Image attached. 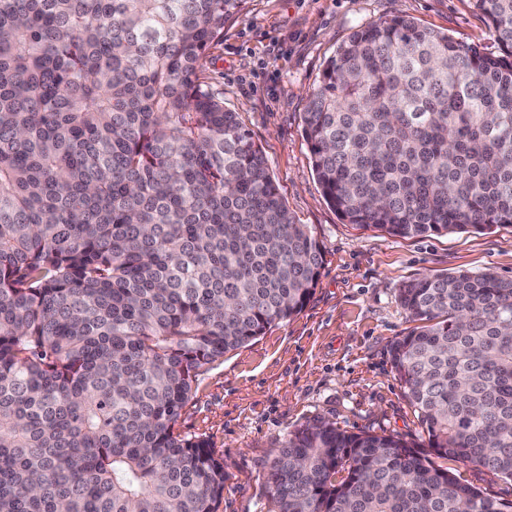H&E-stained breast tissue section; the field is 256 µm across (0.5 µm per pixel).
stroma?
Instances as JSON below:
<instances>
[{"mask_svg":"<svg viewBox=\"0 0 512 512\" xmlns=\"http://www.w3.org/2000/svg\"><path fill=\"white\" fill-rule=\"evenodd\" d=\"M394 15L497 52L474 0H245L207 69L269 162L323 266L303 310L206 365L178 427L205 438L228 479L218 512H272L269 464L290 431L324 420L351 433L427 435L395 380L390 347L412 327L397 295L424 274L512 278V227L402 238L343 223L314 175L301 115L328 58L355 27Z\"/></svg>","mask_w":512,"mask_h":512,"instance_id":"obj_1","label":"stroma"}]
</instances>
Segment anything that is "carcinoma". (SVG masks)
<instances>
[{"label": "carcinoma", "instance_id": "1", "mask_svg": "<svg viewBox=\"0 0 512 512\" xmlns=\"http://www.w3.org/2000/svg\"><path fill=\"white\" fill-rule=\"evenodd\" d=\"M243 0H0V512H218L224 459L178 421L204 365L299 313L322 251L206 81ZM486 53L357 26L302 131L342 221L512 227V0ZM391 366L428 436L316 421L275 449L274 512H512V278L423 275ZM438 465L448 467L462 479L473 484L490 498L512 500V481H505L486 472H480L460 462L435 459Z\"/></svg>", "mask_w": 512, "mask_h": 512}]
</instances>
